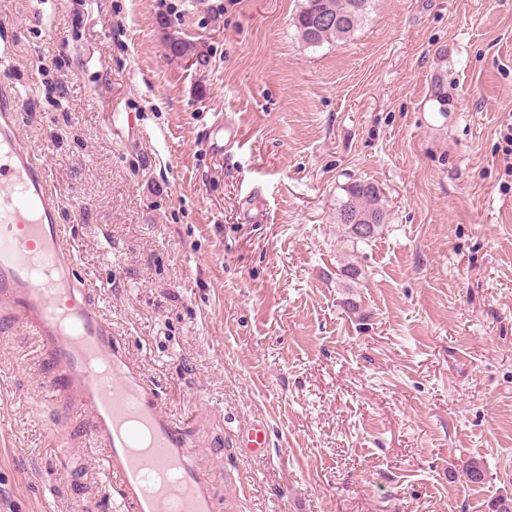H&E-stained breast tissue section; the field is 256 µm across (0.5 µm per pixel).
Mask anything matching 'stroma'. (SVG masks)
<instances>
[{"label": "stroma", "instance_id": "stroma-1", "mask_svg": "<svg viewBox=\"0 0 512 512\" xmlns=\"http://www.w3.org/2000/svg\"><path fill=\"white\" fill-rule=\"evenodd\" d=\"M299 6L0 0V86L95 308L187 422L219 512H488L512 495V0H374L318 47ZM172 33L208 66L172 59ZM358 180L387 221L354 246L336 206ZM37 357L12 313L0 512H115ZM256 419L270 444L249 455ZM473 461L484 483L464 482ZM239 444L250 454H261L269 446V429L265 420L253 421L240 435Z\"/></svg>", "mask_w": 512, "mask_h": 512}]
</instances>
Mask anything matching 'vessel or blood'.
Here are the masks:
<instances>
[{
	"label": "vessel or blood",
	"mask_w": 512,
	"mask_h": 512,
	"mask_svg": "<svg viewBox=\"0 0 512 512\" xmlns=\"http://www.w3.org/2000/svg\"><path fill=\"white\" fill-rule=\"evenodd\" d=\"M18 112L0 89V305L23 310L52 384L87 413L90 444L119 490L118 512H215L214 485L184 427L159 406L91 301L64 244L58 193L40 157L21 145ZM239 444L264 452L267 422L253 421Z\"/></svg>",
	"instance_id": "b4317fda"
}]
</instances>
